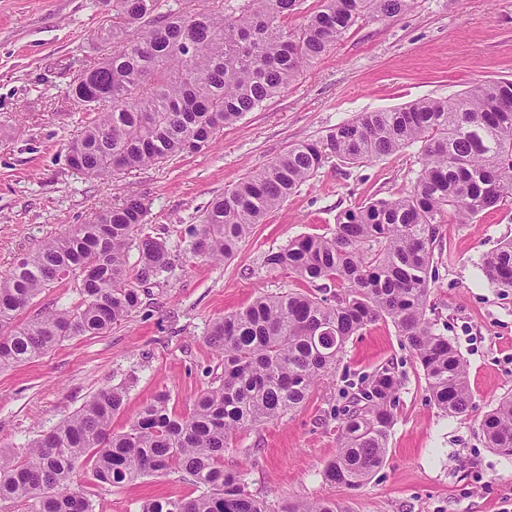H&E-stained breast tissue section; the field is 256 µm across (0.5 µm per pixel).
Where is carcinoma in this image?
<instances>
[{
  "instance_id": "carcinoma-1",
  "label": "carcinoma",
  "mask_w": 512,
  "mask_h": 512,
  "mask_svg": "<svg viewBox=\"0 0 512 512\" xmlns=\"http://www.w3.org/2000/svg\"><path fill=\"white\" fill-rule=\"evenodd\" d=\"M213 2L175 11L163 0H112V42L100 46L97 64L71 87L73 100L93 113L68 147L76 171L111 177L201 152L293 83L359 19L393 17L411 6L319 0L304 23L290 27L299 0H241L232 11L224 0ZM414 144L421 168L409 192L345 209L331 236L297 237L265 256V267L298 287L261 292L212 324L207 342L223 372L188 412H173L162 391L116 431L112 419L126 392L101 389L26 447L0 448V501L23 512H93L87 494L70 489L84 469L113 487L177 471L204 491L150 499L136 512H272L248 491L242 472L224 470V452L240 431L301 406L335 370L348 340L380 320L413 351L434 404L452 417L465 413L466 365L426 318L433 254L445 217L468 224L512 198V81L361 112L321 139L290 145L211 203L193 228L190 250L222 262L329 158L363 163ZM147 214L140 199L106 204L0 272L1 370L67 339L102 334L140 307V285L174 268L169 244L151 235ZM481 271L494 287L511 291L512 240L485 254ZM64 278L79 302L22 320L34 299ZM400 387V377L382 367L351 393L336 456L323 470L326 482L356 490L384 464ZM480 429L487 447L512 457V396L484 415ZM287 512L347 510L319 499L292 503Z\"/></svg>"
}]
</instances>
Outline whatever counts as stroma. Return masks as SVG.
Here are the masks:
<instances>
[{"label":"stroma","mask_w":512,"mask_h":512,"mask_svg":"<svg viewBox=\"0 0 512 512\" xmlns=\"http://www.w3.org/2000/svg\"><path fill=\"white\" fill-rule=\"evenodd\" d=\"M112 26L102 0H0V271L49 237L88 221L102 204L143 199L154 233L176 258L168 279L111 330L64 341L48 354L0 372V446L21 448L104 388L126 393L112 420L122 429L162 390L176 413L189 410L218 360L209 325L248 306L258 292L291 288L264 257L300 235H331L337 214L370 198L411 189L418 146L360 164L330 158L238 254L211 262L189 251L208 204L242 178L316 140L360 112L451 98L482 80L512 79V0H414L390 18L360 20L295 82L248 113L199 153L113 179H90L67 162L85 117L69 86ZM512 239V198L460 224L438 227L431 301L433 329L456 346L472 399L456 417L429 398L409 346L391 323L367 326L347 343L333 376L282 420L242 431L224 468L246 475L249 491L289 504L333 498L350 512H512V459L487 448L481 418L512 395V292L484 279V253ZM391 367L402 379L383 466L361 488L326 483L336 455L349 383ZM94 512H134L153 497H194L190 478L153 475L121 487L77 478Z\"/></svg>","instance_id":"obj_1"}]
</instances>
